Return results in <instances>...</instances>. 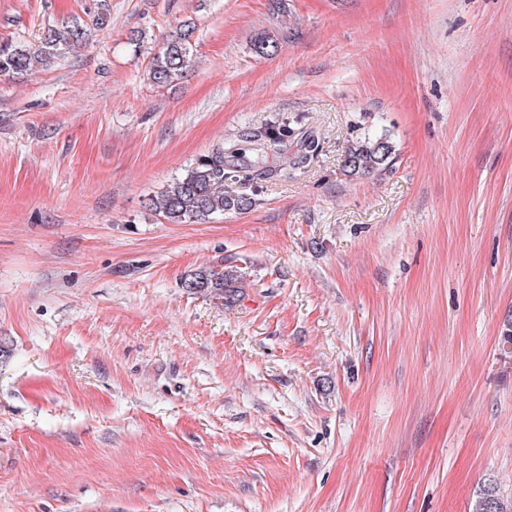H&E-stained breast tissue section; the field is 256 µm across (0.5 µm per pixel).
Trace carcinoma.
<instances>
[{"instance_id":"carcinoma-1","label":"carcinoma","mask_w":512,"mask_h":512,"mask_svg":"<svg viewBox=\"0 0 512 512\" xmlns=\"http://www.w3.org/2000/svg\"><path fill=\"white\" fill-rule=\"evenodd\" d=\"M195 28L189 24L167 38L154 53L150 63V79L158 86H168L186 78L195 66L191 41ZM85 36L79 25L62 29L49 28L38 45L25 43L0 45V73H22L31 69L33 60L49 62L63 51L77 45ZM295 131L288 123L263 127L246 134L257 152V160L248 161L236 148L217 146L195 163L185 175L169 184L150 206L163 214L171 224L204 223L211 216L242 213L255 205V199L232 188L253 179H275L283 168L306 167L319 150V143L306 141V153L284 157L285 145ZM394 147L386 137H365L353 143L346 152L342 170L348 176H366L389 168ZM285 158L279 165H266L263 160ZM243 279L238 270L200 268L184 278L182 288L188 293L209 297L226 304L234 302ZM471 512H512V496L503 495L497 484L480 489Z\"/></svg>"}]
</instances>
